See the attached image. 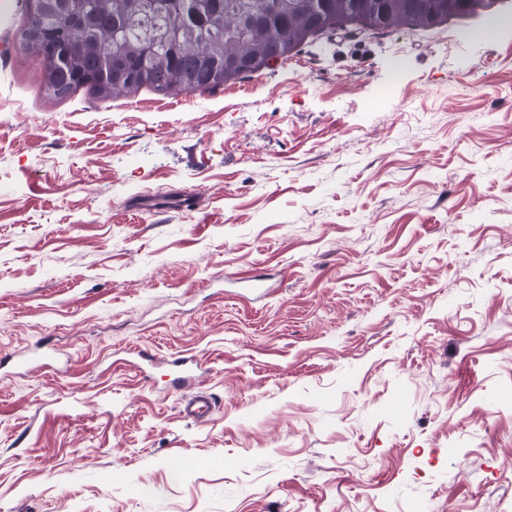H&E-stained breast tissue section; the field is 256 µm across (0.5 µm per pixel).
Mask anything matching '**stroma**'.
<instances>
[{
  "instance_id": "obj_1",
  "label": "stroma",
  "mask_w": 512,
  "mask_h": 512,
  "mask_svg": "<svg viewBox=\"0 0 512 512\" xmlns=\"http://www.w3.org/2000/svg\"><path fill=\"white\" fill-rule=\"evenodd\" d=\"M31 4L0 0V512H512V0L112 101L45 92Z\"/></svg>"
}]
</instances>
